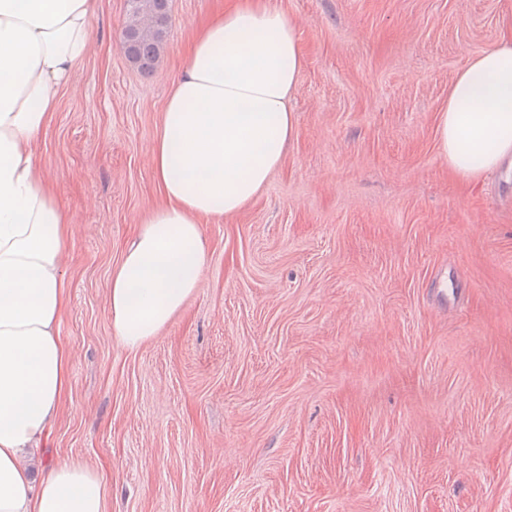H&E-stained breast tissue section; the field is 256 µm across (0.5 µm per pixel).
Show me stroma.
<instances>
[{"instance_id": "obj_1", "label": "stroma", "mask_w": 512, "mask_h": 512, "mask_svg": "<svg viewBox=\"0 0 512 512\" xmlns=\"http://www.w3.org/2000/svg\"><path fill=\"white\" fill-rule=\"evenodd\" d=\"M228 0H170L146 77L102 0L35 160L72 215L71 390L43 457L97 469L110 512H512V162L438 155L456 74L512 0H271L304 66L266 189L203 224L198 289L138 352L107 284L162 202L148 163L184 47Z\"/></svg>"}]
</instances>
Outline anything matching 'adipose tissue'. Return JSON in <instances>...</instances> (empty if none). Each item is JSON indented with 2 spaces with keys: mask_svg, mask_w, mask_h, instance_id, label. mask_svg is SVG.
I'll use <instances>...</instances> for the list:
<instances>
[{
  "mask_svg": "<svg viewBox=\"0 0 512 512\" xmlns=\"http://www.w3.org/2000/svg\"><path fill=\"white\" fill-rule=\"evenodd\" d=\"M98 0H0V512H107L109 489L85 464L33 473L70 389L59 327L69 299L63 250L73 220L31 146L92 37ZM303 56L294 24L269 0H234L192 43L171 83L151 164L163 202L110 274L112 334L135 352L195 294L206 217L247 207L296 133L291 100ZM438 151L468 180L512 157V32L448 88Z\"/></svg>",
  "mask_w": 512,
  "mask_h": 512,
  "instance_id": "1",
  "label": "adipose tissue"
}]
</instances>
